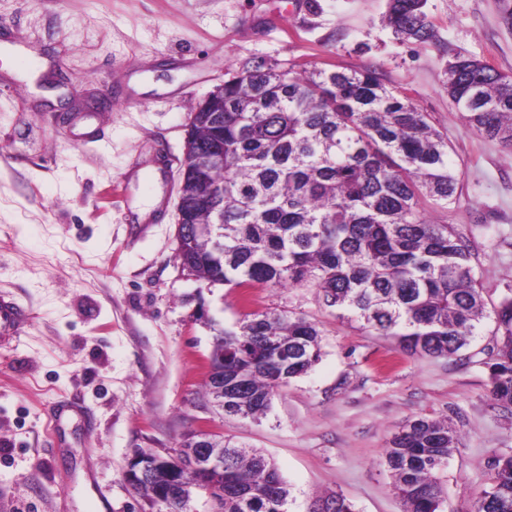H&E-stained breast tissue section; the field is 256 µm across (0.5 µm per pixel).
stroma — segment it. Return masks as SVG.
I'll list each match as a JSON object with an SVG mask.
<instances>
[{
	"mask_svg": "<svg viewBox=\"0 0 512 512\" xmlns=\"http://www.w3.org/2000/svg\"><path fill=\"white\" fill-rule=\"evenodd\" d=\"M387 0H0V290L32 324L0 352V512H155L124 472L203 420L262 450L288 483V512L342 494L354 512H402L382 463L419 416L460 442L442 512H474L512 415L493 408L482 334L450 358L400 351L341 317L317 288L247 290L185 278L175 210L192 108L240 62L376 71L448 136L461 173L431 210L472 245L487 305L512 284V148L461 119L445 86L455 55L512 75V0H428L434 37L396 40ZM151 211H144L148 200ZM211 324L197 321L199 304ZM314 323L323 356L259 421L204 398L212 326L244 309Z\"/></svg>",
	"mask_w": 512,
	"mask_h": 512,
	"instance_id": "stroma-1",
	"label": "stroma"
}]
</instances>
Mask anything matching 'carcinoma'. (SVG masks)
Here are the masks:
<instances>
[{"label": "carcinoma", "instance_id": "carcinoma-1", "mask_svg": "<svg viewBox=\"0 0 512 512\" xmlns=\"http://www.w3.org/2000/svg\"><path fill=\"white\" fill-rule=\"evenodd\" d=\"M426 0H388L383 24L403 41L432 37ZM448 94L478 133L512 147V79L458 58ZM217 121L192 123L186 148L224 144V164L186 177L193 223L178 259L196 280L231 288L312 284L341 315L363 322L413 354L453 357L493 318L497 352L483 361L495 405L512 413V285L487 312L467 239L434 224L422 202L459 200L460 173L448 137L406 94L372 70L264 61L228 71ZM224 188L219 198L213 192ZM224 375V413L257 421L290 381L322 358L316 326L302 317L250 311L212 339ZM446 419L424 416L393 434L383 463L404 512H439V473L458 447ZM476 512H512V455L491 462ZM229 483L212 512H288V484L264 453L224 441ZM194 493L158 504L186 512ZM313 512H353L342 495Z\"/></svg>", "mask_w": 512, "mask_h": 512}]
</instances>
